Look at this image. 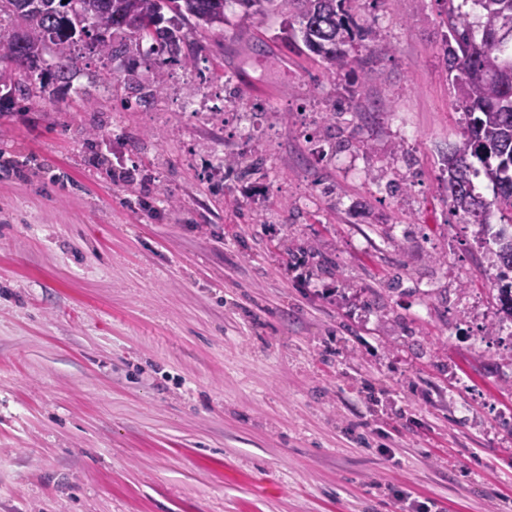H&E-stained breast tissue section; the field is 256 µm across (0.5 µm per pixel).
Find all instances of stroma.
<instances>
[{
  "label": "stroma",
  "mask_w": 512,
  "mask_h": 512,
  "mask_svg": "<svg viewBox=\"0 0 512 512\" xmlns=\"http://www.w3.org/2000/svg\"><path fill=\"white\" fill-rule=\"evenodd\" d=\"M446 11L359 0L378 42L333 75L233 5L145 102L121 35L52 100L0 87V512H512V334L442 169ZM232 95L262 170L226 183Z\"/></svg>",
  "instance_id": "1"
}]
</instances>
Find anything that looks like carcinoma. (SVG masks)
Returning <instances> with one entry per match:
<instances>
[{
	"label": "carcinoma",
	"mask_w": 512,
	"mask_h": 512,
	"mask_svg": "<svg viewBox=\"0 0 512 512\" xmlns=\"http://www.w3.org/2000/svg\"><path fill=\"white\" fill-rule=\"evenodd\" d=\"M353 0H37L38 7L25 9L21 0H0V30L3 23L17 25L9 33L5 56L12 63L33 69L46 50H51L61 78L76 67L78 47L90 42L102 56L112 55L108 36L128 34L135 45L155 42L156 55H176L183 40L181 27L163 25V9L182 24L209 28L208 18L221 16L228 22L226 7L242 8L240 25L262 22L272 15L293 14L299 24L305 49L318 57L329 72L354 66L363 59L350 55V48L371 39L372 29L356 24L351 13ZM475 13L449 8L450 34L445 63L452 85L461 101L466 130L462 138L448 144L442 162L448 173L451 210L483 224L481 216L492 204L509 215L484 238L488 254L498 269L495 286L500 310L512 320V0H472ZM165 60L156 62L154 85L144 93L153 98L166 84ZM15 90L29 99L53 96L49 84L32 88L17 83ZM258 161L240 156L224 159L228 173L242 179L257 171ZM492 186L493 201L487 203L478 191L477 180Z\"/></svg>",
	"instance_id": "cac0c4a2"
}]
</instances>
